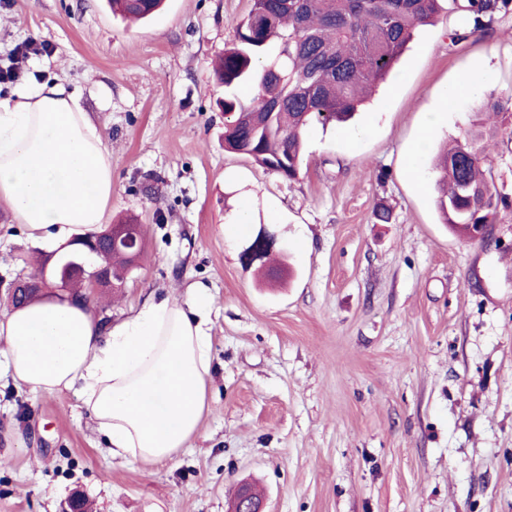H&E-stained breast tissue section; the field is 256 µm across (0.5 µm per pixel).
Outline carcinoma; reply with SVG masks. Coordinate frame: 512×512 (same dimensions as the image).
Listing matches in <instances>:
<instances>
[{
  "label": "carcinoma",
  "mask_w": 512,
  "mask_h": 512,
  "mask_svg": "<svg viewBox=\"0 0 512 512\" xmlns=\"http://www.w3.org/2000/svg\"><path fill=\"white\" fill-rule=\"evenodd\" d=\"M253 0L224 50L215 77L224 85L219 102L229 116L224 149L246 155L291 181L303 166V136L314 122H344L362 111L368 89L385 81L421 26L442 11L459 13L453 41L485 32L512 0ZM115 16L144 19L163 0H109ZM254 89L249 101L238 95ZM498 134L495 124H476L453 140L438 163L436 206L460 237L469 224H493L512 198L483 169V144ZM102 263L115 276L127 259L105 250Z\"/></svg>",
  "instance_id": "1"
}]
</instances>
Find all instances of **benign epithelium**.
Masks as SVG:
<instances>
[{
    "mask_svg": "<svg viewBox=\"0 0 512 512\" xmlns=\"http://www.w3.org/2000/svg\"><path fill=\"white\" fill-rule=\"evenodd\" d=\"M276 244L274 236L263 231L259 233L253 242L242 254L245 262L251 263L263 258L265 252L272 251ZM115 247L119 249L128 260L129 266H134L142 250L141 240L138 234V225L136 224H112L102 234L96 238L82 243L81 250L84 255L82 263L67 278H60L55 281L47 279L46 270L40 269L29 275V280L20 281L15 286H8L7 292L14 303L19 304L21 300L15 298L19 293L35 292L52 289L59 292H66L69 289L70 281L79 279L86 285V289L94 291L115 281L112 272V266L101 265L95 267L88 263L92 255L100 254L105 247ZM231 512H265L264 503L250 497L249 493L244 491L234 502Z\"/></svg>",
    "mask_w": 512,
    "mask_h": 512,
    "instance_id": "1",
    "label": "benign epithelium"
}]
</instances>
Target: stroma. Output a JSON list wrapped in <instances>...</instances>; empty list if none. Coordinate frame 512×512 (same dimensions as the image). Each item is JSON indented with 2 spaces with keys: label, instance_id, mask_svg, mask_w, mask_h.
Returning a JSON list of instances; mask_svg holds the SVG:
<instances>
[{
  "label": "stroma",
  "instance_id": "1",
  "mask_svg": "<svg viewBox=\"0 0 512 512\" xmlns=\"http://www.w3.org/2000/svg\"><path fill=\"white\" fill-rule=\"evenodd\" d=\"M251 6L166 0L131 25L106 0H0V68L45 45L23 78L79 89L110 153L105 222L142 229L138 266L88 306L107 325L192 285L213 300L207 413L156 465L112 457L79 389L0 372V512H61L76 491L90 512H226L244 480L266 512H512V210L490 242L456 236L433 166L489 98L512 129V13L456 44L454 16L420 29L363 112L309 129L287 181L224 149L213 63ZM263 230L283 284L241 259ZM46 252L0 204V314Z\"/></svg>",
  "mask_w": 512,
  "mask_h": 512
}]
</instances>
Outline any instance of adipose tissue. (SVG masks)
Returning a JSON list of instances; mask_svg holds the SVG:
<instances>
[{"label": "adipose tissue", "instance_id": "ef3b65f1", "mask_svg": "<svg viewBox=\"0 0 512 512\" xmlns=\"http://www.w3.org/2000/svg\"><path fill=\"white\" fill-rule=\"evenodd\" d=\"M0 202L52 245L104 230L112 165L80 93L25 80L0 99ZM210 300L187 288L105 326L52 296L0 315V357L36 393L79 388L113 457L173 459L201 425L211 373Z\"/></svg>", "mask_w": 512, "mask_h": 512}]
</instances>
